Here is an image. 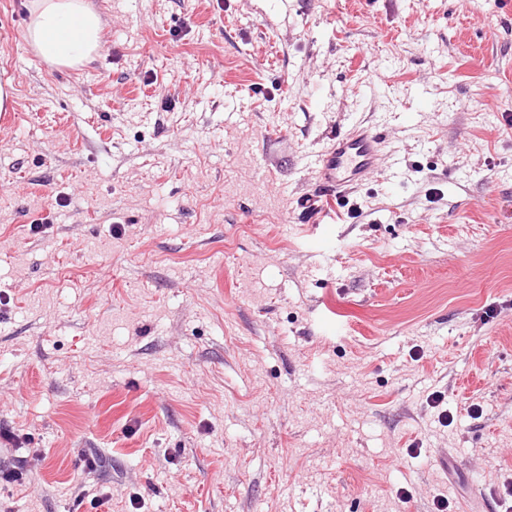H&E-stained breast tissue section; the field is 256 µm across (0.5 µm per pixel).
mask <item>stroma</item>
Here are the masks:
<instances>
[{"label": "stroma", "instance_id": "obj_1", "mask_svg": "<svg viewBox=\"0 0 512 512\" xmlns=\"http://www.w3.org/2000/svg\"><path fill=\"white\" fill-rule=\"evenodd\" d=\"M89 2L60 68L0 0V512H504L512 0ZM379 134L368 126L356 124L336 135L315 159L319 181L318 194L308 202L324 218L335 209L336 198L345 196L357 185L377 175L381 169ZM322 200L325 206L314 202ZM331 208V211H330Z\"/></svg>", "mask_w": 512, "mask_h": 512}]
</instances>
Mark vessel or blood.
<instances>
[{
    "label": "vessel or blood",
    "mask_w": 512,
    "mask_h": 512,
    "mask_svg": "<svg viewBox=\"0 0 512 512\" xmlns=\"http://www.w3.org/2000/svg\"><path fill=\"white\" fill-rule=\"evenodd\" d=\"M379 134L370 127L357 124L336 135L318 154L314 167L319 181L320 216H327L337 198L377 175L381 169Z\"/></svg>",
    "instance_id": "b4317fda"
}]
</instances>
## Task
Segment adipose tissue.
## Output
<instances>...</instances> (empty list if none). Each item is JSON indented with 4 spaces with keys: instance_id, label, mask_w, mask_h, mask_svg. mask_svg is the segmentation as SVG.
Masks as SVG:
<instances>
[{
    "instance_id": "1",
    "label": "adipose tissue",
    "mask_w": 512,
    "mask_h": 512,
    "mask_svg": "<svg viewBox=\"0 0 512 512\" xmlns=\"http://www.w3.org/2000/svg\"><path fill=\"white\" fill-rule=\"evenodd\" d=\"M25 38L45 62L82 66L102 47L103 23L88 0H31Z\"/></svg>"
}]
</instances>
